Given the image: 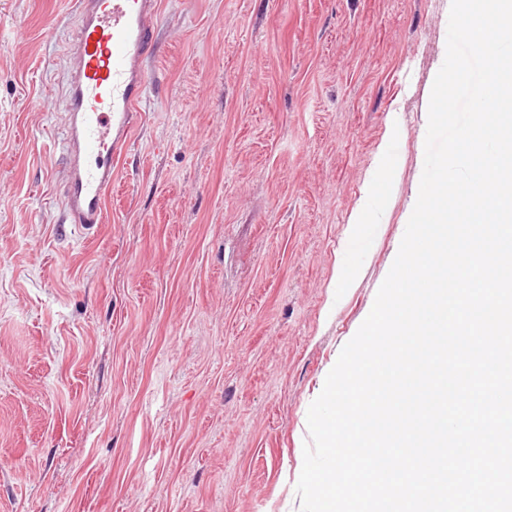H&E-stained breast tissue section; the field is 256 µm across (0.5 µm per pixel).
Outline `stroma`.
<instances>
[{
    "instance_id": "obj_1",
    "label": "stroma",
    "mask_w": 512,
    "mask_h": 512,
    "mask_svg": "<svg viewBox=\"0 0 512 512\" xmlns=\"http://www.w3.org/2000/svg\"><path fill=\"white\" fill-rule=\"evenodd\" d=\"M160 2L86 234L59 205L74 5L0 0V512H299L308 408L417 200L448 0ZM393 119L392 195L345 254Z\"/></svg>"
}]
</instances>
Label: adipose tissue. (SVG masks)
I'll list each match as a JSON object with an SVG mask.
<instances>
[{"label": "adipose tissue", "mask_w": 512, "mask_h": 512, "mask_svg": "<svg viewBox=\"0 0 512 512\" xmlns=\"http://www.w3.org/2000/svg\"><path fill=\"white\" fill-rule=\"evenodd\" d=\"M399 137L398 126H391L389 136L380 146L366 181L365 189L350 217V228L344 239L346 251L357 250L362 242V227L384 212V200L390 190L389 175L395 158L393 145Z\"/></svg>", "instance_id": "ef3b65f1"}]
</instances>
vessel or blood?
Instances as JSON below:
<instances>
[{"instance_id":"1","label":"vessel or blood","mask_w":512,"mask_h":512,"mask_svg":"<svg viewBox=\"0 0 512 512\" xmlns=\"http://www.w3.org/2000/svg\"><path fill=\"white\" fill-rule=\"evenodd\" d=\"M77 28L69 61L63 134V221L91 230L105 221V198L142 121L150 83L159 0H75Z\"/></svg>"}]
</instances>
